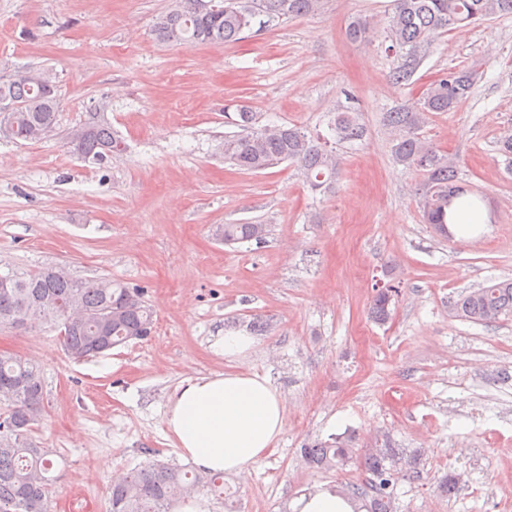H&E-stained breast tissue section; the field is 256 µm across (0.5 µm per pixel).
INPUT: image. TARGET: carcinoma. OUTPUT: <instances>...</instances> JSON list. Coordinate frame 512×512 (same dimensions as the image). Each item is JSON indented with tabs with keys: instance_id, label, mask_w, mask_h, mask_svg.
<instances>
[{
	"instance_id": "carcinoma-1",
	"label": "carcinoma",
	"mask_w": 512,
	"mask_h": 512,
	"mask_svg": "<svg viewBox=\"0 0 512 512\" xmlns=\"http://www.w3.org/2000/svg\"><path fill=\"white\" fill-rule=\"evenodd\" d=\"M321 0H173L156 18L153 33L162 43L183 45L234 43L252 29L256 18L270 25L317 11ZM512 15V0H394L386 27L389 49L396 65L391 78L409 83L422 54L433 39L462 25L481 24ZM371 23L357 17L349 22L346 37L353 43L367 40ZM470 68L442 74L423 94L415 110L399 108L385 113L393 160L422 177L420 206L425 223L439 235L447 225L450 202L468 194L454 159L428 141L421 130L429 114L449 112L473 93ZM351 105L333 115L330 127L340 141H360L366 129ZM17 105L8 132L0 137L19 143H37L57 124L59 100L54 76L45 69L26 70L17 78L0 77V101ZM242 135L224 138V161L240 170L264 171L290 161L304 173L314 192L333 189L341 159L327 142L288 125L255 127L257 117L245 104L235 105ZM78 154L98 165L122 150V140L104 122L90 120L74 133ZM265 224H226L218 235L226 244L262 241ZM401 290L394 284L375 289L368 315L383 324ZM458 317L493 324L512 317V279L490 281L459 294L454 301ZM59 329L61 346L72 361L102 355L112 348L152 333L153 311L143 291L109 279H79L61 266L22 274H0V327L33 330L43 325ZM44 416L40 369L29 360L0 354V512H52L50 472L52 452L40 447L30 434ZM307 466L344 467L352 458V438L313 440L300 448ZM421 453L396 447L389 435L362 460L365 481L345 485L353 501H364L366 512H397L394 487L398 481L420 477ZM200 479L165 463H148L112 486L109 512H169L176 499L195 495Z\"/></svg>"
}]
</instances>
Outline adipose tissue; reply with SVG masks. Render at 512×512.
<instances>
[{
	"label": "adipose tissue",
	"mask_w": 512,
	"mask_h": 512,
	"mask_svg": "<svg viewBox=\"0 0 512 512\" xmlns=\"http://www.w3.org/2000/svg\"><path fill=\"white\" fill-rule=\"evenodd\" d=\"M491 221L487 203L474 195L448 206V227L456 237H475ZM164 424L181 457L207 472L245 477L281 434L284 404L266 377L229 370L182 381Z\"/></svg>",
	"instance_id": "obj_1"
}]
</instances>
